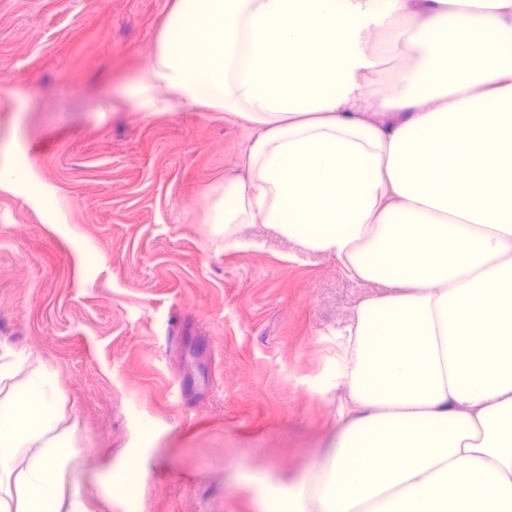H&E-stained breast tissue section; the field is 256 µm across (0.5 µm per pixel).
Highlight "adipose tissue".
<instances>
[{"instance_id":"adipose-tissue-1","label":"adipose tissue","mask_w":512,"mask_h":512,"mask_svg":"<svg viewBox=\"0 0 512 512\" xmlns=\"http://www.w3.org/2000/svg\"><path fill=\"white\" fill-rule=\"evenodd\" d=\"M127 93L258 129L225 249L259 222L379 288L318 477L262 512H512V0H175ZM79 467L55 369L0 345V512H88Z\"/></svg>"}]
</instances>
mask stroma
<instances>
[{
	"label": "stroma",
	"mask_w": 512,
	"mask_h": 512,
	"mask_svg": "<svg viewBox=\"0 0 512 512\" xmlns=\"http://www.w3.org/2000/svg\"><path fill=\"white\" fill-rule=\"evenodd\" d=\"M171 5L0 0V142L34 177L0 189V343L56 369L94 512H260L335 438L334 331L374 290L264 225L212 234L254 130L124 92Z\"/></svg>",
	"instance_id": "obj_1"
}]
</instances>
